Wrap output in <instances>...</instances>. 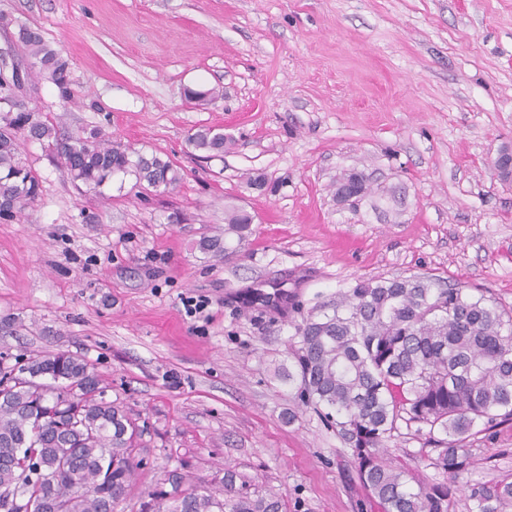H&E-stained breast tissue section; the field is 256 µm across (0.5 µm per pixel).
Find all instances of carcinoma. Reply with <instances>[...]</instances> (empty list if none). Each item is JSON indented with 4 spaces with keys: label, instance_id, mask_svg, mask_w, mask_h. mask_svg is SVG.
Here are the masks:
<instances>
[{
    "label": "carcinoma",
    "instance_id": "carcinoma-1",
    "mask_svg": "<svg viewBox=\"0 0 512 512\" xmlns=\"http://www.w3.org/2000/svg\"><path fill=\"white\" fill-rule=\"evenodd\" d=\"M39 73L70 96L69 63L30 29L21 33ZM39 142L74 182L96 189L132 173L144 188L167 189L179 169L157 155L132 153L98 134L64 135L35 110L0 111V219H13L40 195L20 141ZM195 150L224 152V134L201 129ZM253 217L225 213L224 235L238 244ZM200 250L224 257L226 242ZM291 354L301 404L318 413L349 448L358 479L384 512H448L464 491L474 512L512 506V482L471 484L474 427L512 421V308L429 273L357 279L318 302L294 326ZM425 433L426 460L443 480L413 490L384 458L398 423ZM142 430L120 399L106 398L95 367L70 351H46L0 365V512H115L141 465ZM170 489L138 512H283L281 501L235 485L229 470L195 485L170 471Z\"/></svg>",
    "mask_w": 512,
    "mask_h": 512
}]
</instances>
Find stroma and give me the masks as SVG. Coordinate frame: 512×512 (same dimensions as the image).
Segmentation results:
<instances>
[{
    "label": "stroma",
    "instance_id": "obj_1",
    "mask_svg": "<svg viewBox=\"0 0 512 512\" xmlns=\"http://www.w3.org/2000/svg\"><path fill=\"white\" fill-rule=\"evenodd\" d=\"M23 28L68 60L72 94L30 74L20 100L182 179L94 191L22 142L41 195L0 220V318L16 322L0 359L94 364L146 426L132 498L176 468L196 482L226 468L287 512H382L285 381L288 340L361 277L429 272L512 307V180L493 167L512 151V0H0V57L28 70ZM202 127L223 154L189 146ZM353 173L368 192L339 201ZM230 206L253 232L219 260L196 243L223 234ZM257 289L294 301L258 311ZM423 443L402 427L388 453L417 484L436 477ZM472 448V482L512 481V422Z\"/></svg>",
    "mask_w": 512,
    "mask_h": 512
}]
</instances>
